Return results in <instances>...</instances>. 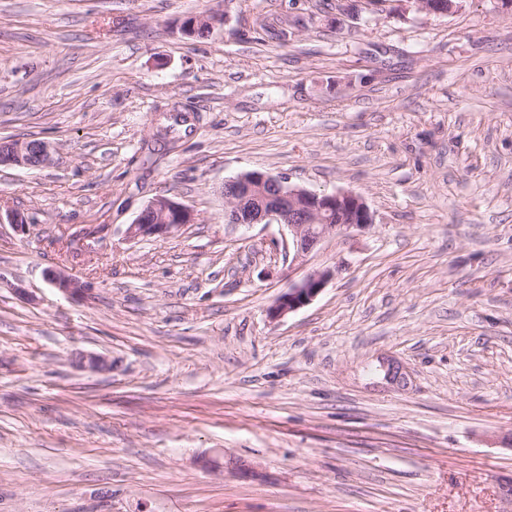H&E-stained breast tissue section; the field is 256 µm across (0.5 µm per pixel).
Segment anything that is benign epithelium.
<instances>
[{
    "label": "benign epithelium",
    "instance_id": "7a95c632",
    "mask_svg": "<svg viewBox=\"0 0 512 512\" xmlns=\"http://www.w3.org/2000/svg\"><path fill=\"white\" fill-rule=\"evenodd\" d=\"M417 9L435 15H445L458 8L444 0H415ZM51 161L49 147L42 141L0 143V166L40 168ZM226 209L227 224L251 226L254 224H280L288 229L294 256L298 260L315 249L327 236L349 234L362 230L372 223L364 201L349 192L319 195L303 187L291 185L280 176L263 172H249L224 181L220 189ZM336 214L338 223L329 224L326 216ZM192 221L189 209L175 199L158 194L143 206L134 222L128 225L131 240L147 237H164L174 234ZM333 276L326 269L314 272L287 292L280 295L268 309L272 321L309 304ZM47 279L68 297L81 295L85 286L62 269L47 271ZM379 371L383 380L405 387L408 374L399 364L383 360Z\"/></svg>",
    "mask_w": 512,
    "mask_h": 512
}]
</instances>
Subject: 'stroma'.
<instances>
[{
    "label": "stroma",
    "instance_id": "1",
    "mask_svg": "<svg viewBox=\"0 0 512 512\" xmlns=\"http://www.w3.org/2000/svg\"><path fill=\"white\" fill-rule=\"evenodd\" d=\"M4 139L52 160L0 166L27 219L0 224V512H512L499 0H0ZM250 171L355 193L372 224L288 262L285 227L224 220ZM159 193L192 221L129 240ZM387 356L406 388L376 383ZM46 275L49 282L67 297L79 296L85 290L82 282L62 269H50ZM333 276L330 269L311 273L299 283L288 288L280 295L268 310L271 321H278L286 315L309 304L325 287Z\"/></svg>",
    "mask_w": 512,
    "mask_h": 512
}]
</instances>
